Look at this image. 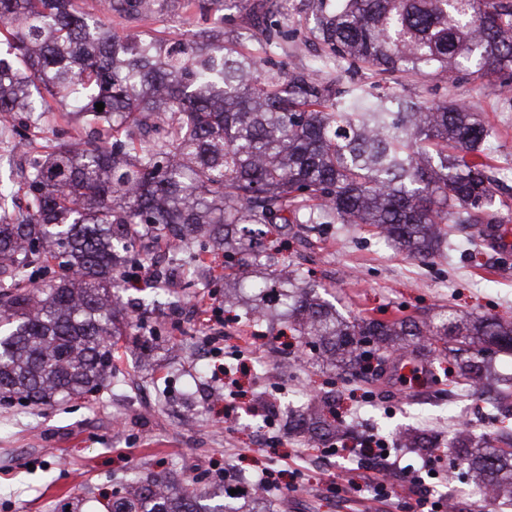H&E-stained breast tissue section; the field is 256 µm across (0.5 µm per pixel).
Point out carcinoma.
Listing matches in <instances>:
<instances>
[{"label": "carcinoma", "mask_w": 512, "mask_h": 512, "mask_svg": "<svg viewBox=\"0 0 512 512\" xmlns=\"http://www.w3.org/2000/svg\"><path fill=\"white\" fill-rule=\"evenodd\" d=\"M179 0H103L108 13L160 15ZM242 0H195L201 12ZM321 66L272 71L283 31L278 0H253L264 21L261 53L245 33L179 39L120 37L76 0H0V115L42 130L47 98L68 101L87 139L19 142L27 206L13 215L0 184V402L51 406L113 375L114 337L130 321L119 289L128 267L187 261L196 244L224 250L237 277L224 291L254 324L288 322L320 356L359 372L404 349L423 365L450 337L480 355L512 351V321L448 316L348 320L279 261L270 233L347 224L416 261L435 258L450 224L500 223L481 146L494 131L472 107L397 97L352 78L366 70L448 79L470 63L512 70V0H312ZM104 104L97 111L95 104ZM38 242L41 252L32 250ZM469 391L488 373L464 363ZM324 396L298 414L316 435L336 425ZM495 498L512 502V448L463 459ZM161 476L131 479L109 512H245Z\"/></svg>", "instance_id": "1"}]
</instances>
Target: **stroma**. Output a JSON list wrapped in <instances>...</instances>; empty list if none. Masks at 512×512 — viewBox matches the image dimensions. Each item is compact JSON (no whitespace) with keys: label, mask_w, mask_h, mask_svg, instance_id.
I'll return each instance as SVG.
<instances>
[{"label":"stroma","mask_w":512,"mask_h":512,"mask_svg":"<svg viewBox=\"0 0 512 512\" xmlns=\"http://www.w3.org/2000/svg\"><path fill=\"white\" fill-rule=\"evenodd\" d=\"M281 12L287 36L274 59L282 70L309 67L320 53L308 44V0H287ZM119 35L160 30L191 38L247 25L248 7L230 11L174 13L136 21L109 15ZM507 72L469 70L451 80L389 76L383 87L418 100L476 106L496 135L484 146L499 180V215L512 231V90ZM280 254L305 262L317 283L332 287L335 305L347 317L422 319L448 313L512 319V249L487 247L477 225H453L440 256L428 263L410 259L373 237L326 224L308 237L282 239ZM224 254L209 251L194 284L171 286L167 295L129 288L136 310L131 335L114 348L115 378L88 396L52 407L0 405V512H105L103 498L122 495L127 480L165 474L208 486L251 485L265 472L279 474L287 492L268 494L274 512H395L369 501L356 479L362 460L333 454L355 436H385L402 466L414 468L437 493L453 500V512H477L470 480L453 463L457 440L490 441L512 431V400L489 413L483 397L450 402L454 384L444 375L445 356H435L429 377L436 390L428 399L395 380L374 382L318 363L304 339L281 336L278 327L256 329L246 316L224 317ZM248 345L225 381L228 349ZM278 351L292 364L285 393L270 395L256 370ZM329 394L346 429L321 441L289 433V408ZM276 404L280 422L262 438L245 410ZM350 487L343 500L325 487L334 475Z\"/></svg>","instance_id":"stroma-1"}]
</instances>
